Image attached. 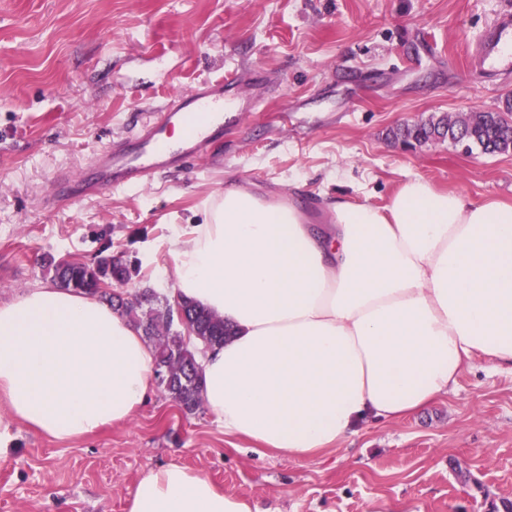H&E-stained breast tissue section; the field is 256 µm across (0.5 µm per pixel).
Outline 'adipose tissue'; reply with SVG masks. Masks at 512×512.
I'll return each mask as SVG.
<instances>
[{
    "instance_id": "ef3b65f1",
    "label": "adipose tissue",
    "mask_w": 512,
    "mask_h": 512,
    "mask_svg": "<svg viewBox=\"0 0 512 512\" xmlns=\"http://www.w3.org/2000/svg\"><path fill=\"white\" fill-rule=\"evenodd\" d=\"M321 207L318 227L301 195L239 185L169 237L174 297L231 329L200 360L207 409L225 435L295 460L429 406L474 358L512 370V203L411 178L381 206ZM154 376L153 346L100 298L51 285L0 302V397L46 436L128 421ZM128 512L252 507L170 463Z\"/></svg>"
}]
</instances>
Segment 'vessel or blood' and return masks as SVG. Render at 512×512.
Listing matches in <instances>:
<instances>
[{
    "instance_id": "vessel-or-blood-1",
    "label": "vessel or blood",
    "mask_w": 512,
    "mask_h": 512,
    "mask_svg": "<svg viewBox=\"0 0 512 512\" xmlns=\"http://www.w3.org/2000/svg\"><path fill=\"white\" fill-rule=\"evenodd\" d=\"M237 81V75L231 73L202 85L192 94L174 97L131 139L112 142L98 153L79 177H60L54 200H67L76 194L98 197L200 159L211 143L224 134V115L235 108L234 102L225 98L224 90ZM178 125L184 126L185 131L175 141L171 131Z\"/></svg>"
}]
</instances>
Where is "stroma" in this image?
I'll use <instances>...</instances> for the list:
<instances>
[{"mask_svg": "<svg viewBox=\"0 0 512 512\" xmlns=\"http://www.w3.org/2000/svg\"><path fill=\"white\" fill-rule=\"evenodd\" d=\"M512 0H0V301L50 284L47 257L85 261L103 244L158 288L175 224L212 193L247 185L384 204L420 177L470 200H512V152L391 129L432 115L498 111L512 67L473 55ZM238 70L263 100L207 155L105 195L53 206L78 175L175 93ZM0 512H127L149 469L175 462L254 512H487L512 501V373L474 359L457 389L293 460L225 436L208 410L181 413L161 389L127 422L57 441L0 402Z\"/></svg>", "mask_w": 512, "mask_h": 512, "instance_id": "obj_1", "label": "stroma"}]
</instances>
